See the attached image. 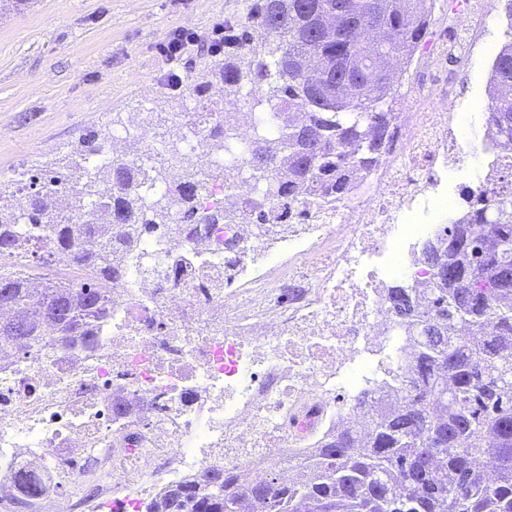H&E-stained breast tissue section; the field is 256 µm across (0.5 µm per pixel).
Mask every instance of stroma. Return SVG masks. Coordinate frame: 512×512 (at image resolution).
Returning <instances> with one entry per match:
<instances>
[{"instance_id": "35a3bbf8", "label": "stroma", "mask_w": 512, "mask_h": 512, "mask_svg": "<svg viewBox=\"0 0 512 512\" xmlns=\"http://www.w3.org/2000/svg\"><path fill=\"white\" fill-rule=\"evenodd\" d=\"M491 14L466 72L449 71L448 87L475 129L474 162L481 150L489 104V72L501 44L512 37L506 0H490ZM243 15V0H29L0 12V188L16 193L18 180L70 152L88 131L140 126L157 146L178 138L177 124L201 108L224 109V86L203 96L168 97L161 47L177 30L197 34L188 78L209 76L216 58L207 45L214 28Z\"/></svg>"}]
</instances>
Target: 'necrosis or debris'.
Masks as SVG:
<instances>
[{"mask_svg":"<svg viewBox=\"0 0 512 512\" xmlns=\"http://www.w3.org/2000/svg\"><path fill=\"white\" fill-rule=\"evenodd\" d=\"M456 15L461 32L429 47L364 192L307 196L302 222L243 215L190 242L152 238L118 254L127 279L99 278L106 306L87 335L0 345V512H143L156 489L216 461L287 484L310 449L403 401L399 366L420 344L387 292L431 284L421 249L438 227L402 216L446 198L465 140L432 78L449 58L467 67L488 11L466 0ZM491 167L495 179L446 199L449 219L512 190V145Z\"/></svg>","mask_w":512,"mask_h":512,"instance_id":"1","label":"necrosis or debris"}]
</instances>
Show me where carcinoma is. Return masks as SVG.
<instances>
[{
	"mask_svg": "<svg viewBox=\"0 0 512 512\" xmlns=\"http://www.w3.org/2000/svg\"><path fill=\"white\" fill-rule=\"evenodd\" d=\"M288 22L276 0H244V21L224 22V61L211 77L249 90L258 112L246 144L234 118L214 123L198 162L176 185L180 216L140 188L164 169L114 159L92 167L105 148L95 132L80 147L29 177L23 214L0 208V306L16 314L0 321V336L32 346L40 325L63 336L96 318L105 301L95 288L103 274L122 281L112 250L134 251L159 229L181 239L204 224L231 221L240 211L271 224L302 196L342 198L374 171L393 138L402 85L394 60L410 63L425 43L433 0H288ZM488 120L512 136V41L495 54ZM247 173L259 194L244 207L231 194L203 211L206 177ZM472 220L498 225L485 244L452 223L427 255L436 270L429 305L412 289L391 288L398 323L422 336V352L407 367L404 404L382 408L362 443L341 434L315 449L302 483L282 486L269 471L234 474L214 466L163 490L145 512H512V192L483 199ZM78 266V288L51 285L37 302L16 272L17 261ZM484 332L471 346L453 335L456 323Z\"/></svg>",
	"mask_w": 512,
	"mask_h": 512,
	"instance_id": "cac0c4a2",
	"label": "carcinoma"
}]
</instances>
